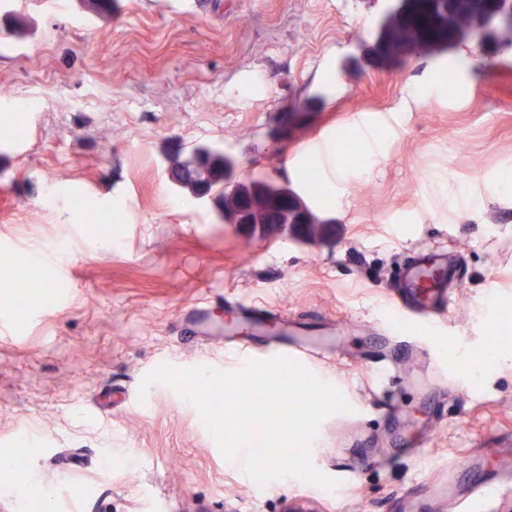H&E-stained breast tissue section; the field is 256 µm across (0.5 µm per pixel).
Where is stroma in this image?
I'll return each mask as SVG.
<instances>
[{
	"label": "stroma",
	"instance_id": "1",
	"mask_svg": "<svg viewBox=\"0 0 512 512\" xmlns=\"http://www.w3.org/2000/svg\"><path fill=\"white\" fill-rule=\"evenodd\" d=\"M512 0H0V459L18 458L0 512H419L424 483L512 468ZM362 133L358 166L303 171L316 141ZM215 145L285 186V228L224 224L173 184L168 155ZM320 184L315 197L309 181ZM86 208L73 206V199ZM45 260L13 271L32 241ZM459 271L445 336L466 364L417 388L416 350L375 371L391 273L411 250ZM61 293L45 306L34 286ZM341 326L339 356L310 364L351 410L320 424L311 461L338 484L258 486L226 460L196 408L150 371L243 362L186 343L198 302ZM23 455H16L19 442Z\"/></svg>",
	"mask_w": 512,
	"mask_h": 512
}]
</instances>
